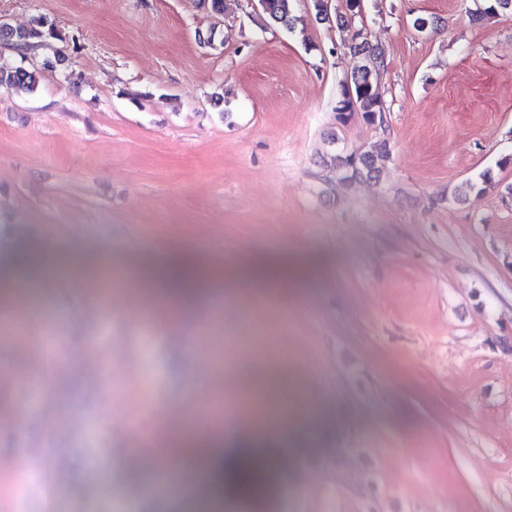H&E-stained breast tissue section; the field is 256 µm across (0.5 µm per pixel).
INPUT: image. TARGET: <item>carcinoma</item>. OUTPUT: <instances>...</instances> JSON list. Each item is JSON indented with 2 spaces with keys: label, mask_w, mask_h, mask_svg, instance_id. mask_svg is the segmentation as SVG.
Listing matches in <instances>:
<instances>
[{
  "label": "carcinoma",
  "mask_w": 512,
  "mask_h": 512,
  "mask_svg": "<svg viewBox=\"0 0 512 512\" xmlns=\"http://www.w3.org/2000/svg\"><path fill=\"white\" fill-rule=\"evenodd\" d=\"M266 6L261 10L265 20L290 28L294 21V0H265ZM13 43L18 53L23 54L34 46V42H45V39L55 37L53 26L48 24L44 16H36L31 25L26 29H9ZM384 68L383 59L372 49L367 53L356 57L348 79L350 81L353 96L349 99H341L336 105L337 120L346 122L352 115L358 114L369 123L381 122V114L384 112L383 100L379 93V81L381 71ZM7 84L21 93L33 92L38 86L36 70L25 69L14 64H0V85ZM389 157V150L384 147H372L371 150L359 154H330L324 157L323 162L328 170L344 180H351L360 176H372L379 172L377 161ZM496 186L490 174L485 173L480 181H468L456 188L453 198L463 201L467 196L476 192L483 194Z\"/></svg>",
  "instance_id": "obj_1"
}]
</instances>
